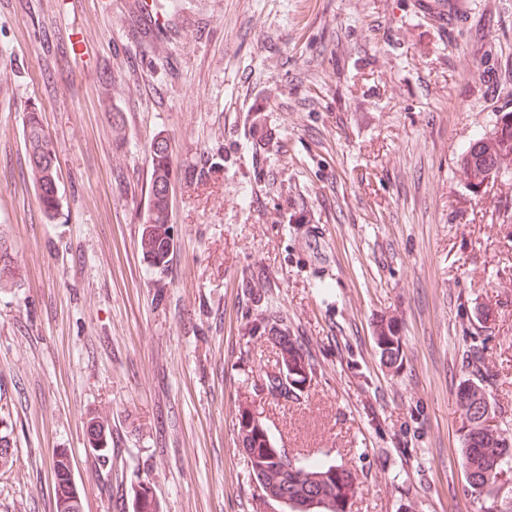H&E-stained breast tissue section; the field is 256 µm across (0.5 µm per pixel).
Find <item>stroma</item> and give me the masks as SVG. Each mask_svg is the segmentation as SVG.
<instances>
[{"label":"stroma","mask_w":512,"mask_h":512,"mask_svg":"<svg viewBox=\"0 0 512 512\" xmlns=\"http://www.w3.org/2000/svg\"><path fill=\"white\" fill-rule=\"evenodd\" d=\"M32 106L58 150L51 221ZM505 111L512 0H0V235L20 277L0 288V512H56L61 451L83 512L140 484L158 512H257L243 401L298 458L351 469L350 512H479L455 401L479 367L512 430V183L470 191L460 156ZM158 137L162 272L140 248ZM388 318L394 369L373 338ZM264 319L317 368L300 399L255 387ZM39 112V108L31 107L26 113L24 146L39 207L47 219H52L60 200L59 193L55 195L53 192L59 161L57 150L43 128Z\"/></svg>","instance_id":"obj_1"}]
</instances>
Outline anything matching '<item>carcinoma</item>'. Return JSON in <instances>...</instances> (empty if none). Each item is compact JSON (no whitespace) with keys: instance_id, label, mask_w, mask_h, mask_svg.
<instances>
[{"instance_id":"carcinoma-1","label":"carcinoma","mask_w":512,"mask_h":512,"mask_svg":"<svg viewBox=\"0 0 512 512\" xmlns=\"http://www.w3.org/2000/svg\"><path fill=\"white\" fill-rule=\"evenodd\" d=\"M24 146L30 178L44 216L54 218L60 196L54 194L59 164L57 150L46 134L39 109L30 108L24 124ZM512 157V112H505L493 132L469 143L461 156V165L470 170L475 189L484 182L512 181V169L504 161ZM151 193L141 216L143 226L141 251L151 265L162 269L173 246L168 224L169 184L172 174V149L164 138L150 146ZM17 283L7 242L0 236V282ZM251 333L263 338L276 350V363L288 370L293 382L285 384L271 369L261 375V384L273 398L297 400L302 385L316 378L315 367L302 342L288 335L278 323L261 321ZM375 342L381 356L395 363L401 354V337L396 325L380 322L375 329ZM485 390L479 379H467L458 389L456 408L461 419V465L468 491L488 512H512V498L500 495L498 475L501 464L512 461V436L504 438L497 424L489 423L490 413L484 401ZM234 427L243 436V450L250 461V481L258 489L264 503L278 498L289 506V512H347L349 502L358 492V483L343 464L330 460L306 463L287 458L282 438L262 421L250 417L249 403L239 406ZM54 472L56 512H82L78 491L72 482L71 463L65 456L51 463Z\"/></svg>"}]
</instances>
